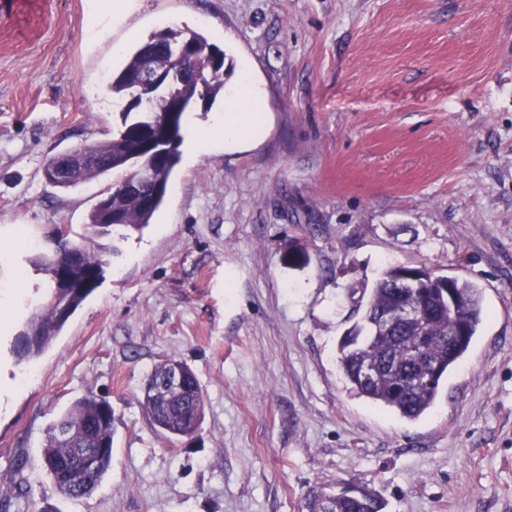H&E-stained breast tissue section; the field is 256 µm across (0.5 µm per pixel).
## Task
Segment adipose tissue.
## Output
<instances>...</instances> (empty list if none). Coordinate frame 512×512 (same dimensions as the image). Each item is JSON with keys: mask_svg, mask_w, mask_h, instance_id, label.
Masks as SVG:
<instances>
[{"mask_svg": "<svg viewBox=\"0 0 512 512\" xmlns=\"http://www.w3.org/2000/svg\"><path fill=\"white\" fill-rule=\"evenodd\" d=\"M265 121V103L256 94L250 67L245 66L224 100L223 111L215 113L207 126H191L188 141L197 153L209 150L219 140L231 148L259 139L264 133Z\"/></svg>", "mask_w": 512, "mask_h": 512, "instance_id": "ef3b65f1", "label": "adipose tissue"}]
</instances>
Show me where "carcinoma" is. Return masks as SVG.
Instances as JSON below:
<instances>
[{
	"label": "carcinoma",
	"mask_w": 512,
	"mask_h": 512,
	"mask_svg": "<svg viewBox=\"0 0 512 512\" xmlns=\"http://www.w3.org/2000/svg\"><path fill=\"white\" fill-rule=\"evenodd\" d=\"M192 44L199 68L197 75H177V93L185 102L204 101V110L211 109L221 92L227 71L224 51L198 32H188L169 26L151 33L127 53L123 66L112 74L108 89L114 95L133 98L139 88L135 78L141 71L145 55L163 46ZM152 94L145 112L123 113V123L102 142L83 144L84 152L97 159L94 164L79 168L80 179H48L64 191L78 188L84 182L112 173L116 175L107 197L110 207L94 206L87 223L93 228H113L120 231H141L152 223L164 204L169 179L179 161L177 145L181 140L183 114H178L168 142L162 167L153 168V179L141 178V169L151 165L141 151L139 140L131 129L146 120L161 122L167 115V100L163 92ZM136 181L142 191L151 196L145 204L140 195L121 191L118 183ZM68 227L57 230V240L50 252L35 261L37 270L53 279L61 266H68L69 276L82 285L67 292L51 291L49 303L35 312L20 336L28 345L18 360L31 362L43 353L60 335L70 317L99 287L104 278L105 262L101 255L74 244ZM401 267L386 269L371 288L363 306L361 320L348 329L339 341V367L349 390L371 403L397 412L401 417L416 420L427 414L441 393V383L448 371L468 351L482 323L484 310L478 290L469 282L453 279L457 300L452 309L445 308L438 292L426 287L418 296L433 305L434 316L426 331L421 350L422 360L414 359L410 344L416 339L418 325L411 321L396 324L381 336H371L372 324L378 322L405 289L399 285ZM371 360L377 363V375L362 380L360 367ZM169 361L155 364L150 379L156 391L143 397L142 406L153 426L162 434L174 438H193L204 415V395L196 374L185 369V391L168 396L162 381ZM109 403L94 395L82 397L69 407L47 432L43 445L44 465L58 491L70 498L91 495L101 484L112 465V414L106 412ZM86 448L97 449L92 465L67 475L60 465L77 460ZM305 512H382L383 502L369 491L353 497L346 492L314 490L307 495Z\"/></svg>",
	"instance_id": "obj_1"
}]
</instances>
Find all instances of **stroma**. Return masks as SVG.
Returning <instances> with one entry per match:
<instances>
[{
	"label": "stroma",
	"instance_id": "1",
	"mask_svg": "<svg viewBox=\"0 0 512 512\" xmlns=\"http://www.w3.org/2000/svg\"><path fill=\"white\" fill-rule=\"evenodd\" d=\"M176 24L250 64L266 130L180 162L152 224L87 227L112 184L45 159L110 137L115 46ZM68 226L108 266L30 363L35 259ZM391 266L472 282L485 319L416 420L350 392L338 341ZM164 359L205 396L194 438L141 406ZM112 407V466L80 499L42 460L73 401ZM383 512H512V0H14L0 8V512H301L310 489Z\"/></svg>",
	"mask_w": 512,
	"mask_h": 512
}]
</instances>
